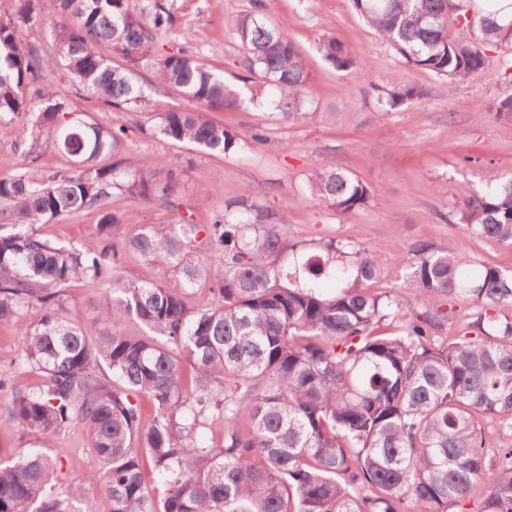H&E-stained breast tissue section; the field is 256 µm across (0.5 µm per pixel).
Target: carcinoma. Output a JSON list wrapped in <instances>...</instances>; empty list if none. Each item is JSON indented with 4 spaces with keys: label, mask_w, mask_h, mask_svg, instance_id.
Returning a JSON list of instances; mask_svg holds the SVG:
<instances>
[{
    "label": "carcinoma",
    "mask_w": 512,
    "mask_h": 512,
    "mask_svg": "<svg viewBox=\"0 0 512 512\" xmlns=\"http://www.w3.org/2000/svg\"><path fill=\"white\" fill-rule=\"evenodd\" d=\"M65 20L55 48L68 76L52 85L38 45L19 30L38 23L42 0H14L0 21V119L21 117L26 170L0 178V324L20 338L0 357V428L20 439L83 431L99 468L62 494L57 461L42 448L18 456L0 448V512H448L476 488L481 512H512V448L485 451L482 420L512 431V267L475 265L448 244L412 248L403 269L388 270L373 250L322 241L290 268L278 262L288 213L241 197L207 224H127L112 195L167 202L182 173L165 159L118 158L126 129H104L73 108L71 97L117 110L149 103L137 81H156L195 101L194 110L157 113L155 134L208 155L249 146L213 121L214 110L270 103L298 121L314 115L312 77L294 40L266 18L265 0L228 20L245 51L241 85L199 63L194 51L159 41L173 22L152 5L145 25L129 0H53ZM355 13L414 69L464 81L498 54L512 72V0H351ZM107 46L118 66L102 54ZM323 59L354 79L366 62L349 44L328 38ZM390 110L423 97L402 78L371 85ZM512 122V96L494 101ZM50 147L77 167L45 173L33 165ZM166 171L159 183L157 172ZM311 196L338 214L363 208L370 187L332 163L313 160ZM93 210L92 239L55 243L37 226ZM456 223L472 234L512 244V175L480 190L461 188ZM221 256L213 263L201 247ZM127 253L162 272L139 283L115 275ZM390 277L400 286L376 292ZM332 279L326 294L320 281ZM76 282L108 285L101 317L139 320L145 336L91 332L66 316ZM208 294L190 306L189 295ZM425 294L448 310H416ZM475 307L469 332L441 344L432 329L456 302ZM395 324L379 332L382 321ZM16 374L40 383L22 387ZM220 421L217 438L200 432ZM148 455L164 486L147 483Z\"/></svg>",
    "instance_id": "cac0c4a2"
}]
</instances>
